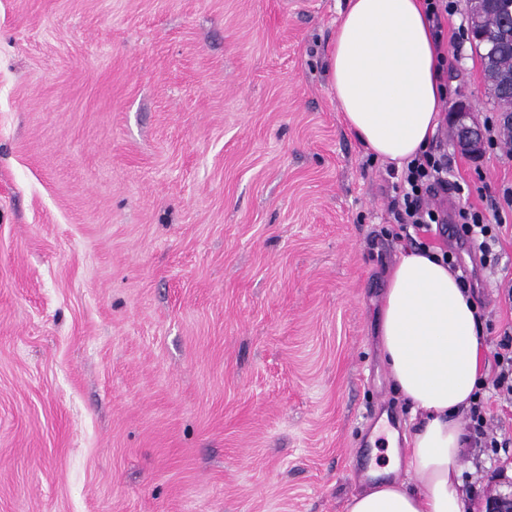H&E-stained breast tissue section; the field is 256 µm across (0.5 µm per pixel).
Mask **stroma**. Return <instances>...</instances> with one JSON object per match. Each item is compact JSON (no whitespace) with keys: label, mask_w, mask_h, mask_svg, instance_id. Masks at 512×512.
Instances as JSON below:
<instances>
[{"label":"stroma","mask_w":512,"mask_h":512,"mask_svg":"<svg viewBox=\"0 0 512 512\" xmlns=\"http://www.w3.org/2000/svg\"><path fill=\"white\" fill-rule=\"evenodd\" d=\"M341 0H0V512H344L408 406L381 360L410 241L345 127ZM444 111L498 119L467 2ZM450 207L502 220L477 272L479 381L512 335V153H460ZM461 492L512 493V447Z\"/></svg>","instance_id":"obj_1"}]
</instances>
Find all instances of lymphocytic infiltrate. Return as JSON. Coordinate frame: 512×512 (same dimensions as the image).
Wrapping results in <instances>:
<instances>
[{"instance_id": "f902f5d3", "label": "lymphocytic infiltrate", "mask_w": 512, "mask_h": 512, "mask_svg": "<svg viewBox=\"0 0 512 512\" xmlns=\"http://www.w3.org/2000/svg\"><path fill=\"white\" fill-rule=\"evenodd\" d=\"M451 174L447 153L434 150L416 156L403 169L388 168L387 176L394 192L391 211L401 230L448 233L456 245L445 251L443 258L451 269L459 271L461 283L470 289L474 283L462 269L460 252L465 249L477 254L481 267L497 265L500 227L489 223L483 212L473 208L451 212L431 205V198L447 192ZM494 362L497 373L491 395H483L479 390L473 395L470 437L479 448L512 446V440L498 439L489 432L485 410L492 399L512 405V337L501 341Z\"/></svg>"}]
</instances>
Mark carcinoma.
<instances>
[{"instance_id": "obj_1", "label": "carcinoma", "mask_w": 512, "mask_h": 512, "mask_svg": "<svg viewBox=\"0 0 512 512\" xmlns=\"http://www.w3.org/2000/svg\"><path fill=\"white\" fill-rule=\"evenodd\" d=\"M472 43L497 110L512 114V0H494L483 19L481 37Z\"/></svg>"}]
</instances>
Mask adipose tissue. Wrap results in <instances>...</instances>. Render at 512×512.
I'll return each mask as SVG.
<instances>
[{"instance_id": "obj_1", "label": "adipose tissue", "mask_w": 512, "mask_h": 512, "mask_svg": "<svg viewBox=\"0 0 512 512\" xmlns=\"http://www.w3.org/2000/svg\"><path fill=\"white\" fill-rule=\"evenodd\" d=\"M326 68L347 128L374 156L400 168L426 151L444 87L423 0H346ZM380 316L382 357L416 421L388 467L408 477L361 488L345 512H468L458 413L480 370L475 302L440 254L412 249L388 273Z\"/></svg>"}]
</instances>
